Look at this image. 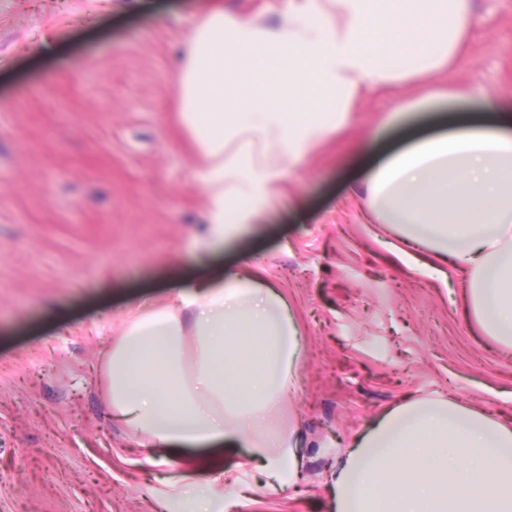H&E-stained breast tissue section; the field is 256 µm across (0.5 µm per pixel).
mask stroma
Listing matches in <instances>:
<instances>
[{
  "label": "stroma",
  "instance_id": "obj_1",
  "mask_svg": "<svg viewBox=\"0 0 512 512\" xmlns=\"http://www.w3.org/2000/svg\"><path fill=\"white\" fill-rule=\"evenodd\" d=\"M468 51L434 84L512 102V0H472ZM208 0H0V512H156L224 472L228 512H334L336 460L403 398L454 397L512 420V349L467 323L460 276L407 268L373 223L358 146L400 144L387 117L445 112L410 82L360 98L239 238L206 247L203 161L178 117L177 66ZM252 267L294 312L304 348L286 407L301 479L260 476L248 449L171 463L110 417L102 356L143 286L171 266ZM67 319H60L59 311Z\"/></svg>",
  "mask_w": 512,
  "mask_h": 512
}]
</instances>
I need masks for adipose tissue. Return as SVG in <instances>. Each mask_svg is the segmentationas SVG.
Masks as SVG:
<instances>
[{
    "mask_svg": "<svg viewBox=\"0 0 512 512\" xmlns=\"http://www.w3.org/2000/svg\"><path fill=\"white\" fill-rule=\"evenodd\" d=\"M476 23L472 0H288L274 27L210 10L176 97L205 160L211 245L272 206L283 172L347 122L359 92L452 67ZM485 106L391 154L367 194L375 221L461 273L468 320L512 349V111ZM173 272L192 288L141 304L106 355L113 420L143 448L249 449L294 484L299 441L281 406L302 334L287 301L249 269ZM223 483L179 486L178 512H224ZM333 498L335 512H512V422L450 398L406 400L347 449Z\"/></svg>",
    "mask_w": 512,
    "mask_h": 512,
    "instance_id": "obj_1",
    "label": "adipose tissue"
}]
</instances>
